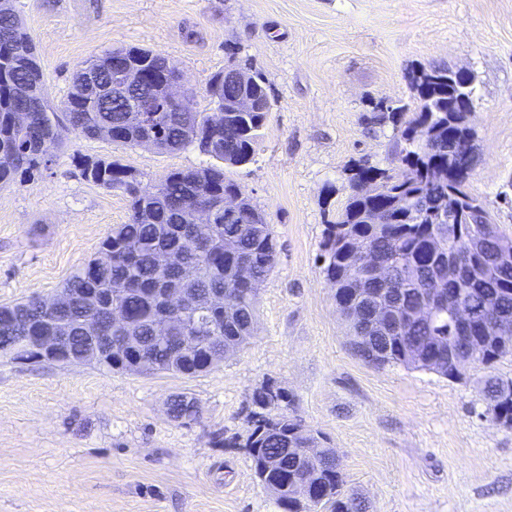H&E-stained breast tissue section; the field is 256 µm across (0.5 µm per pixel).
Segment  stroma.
Instances as JSON below:
<instances>
[{
	"label": "stroma",
	"instance_id": "35a3bbf8",
	"mask_svg": "<svg viewBox=\"0 0 512 512\" xmlns=\"http://www.w3.org/2000/svg\"><path fill=\"white\" fill-rule=\"evenodd\" d=\"M50 103L92 58L139 46L177 61L209 107V79L231 53L250 59L273 110L253 160L229 175L271 224L276 264L258 293L249 344L195 377L20 364L0 356V512H280L243 448L257 388L336 449L347 491L369 512H512V428L487 412L479 381L512 379V357L466 380L356 355L319 260L327 221L363 160L400 175L379 102L414 113L422 67L476 76L466 183L512 237V0H13ZM116 161L153 183L206 166L194 149L121 148L76 133L31 179L0 187V305L57 295L98 257L127 197L85 180L78 158ZM196 420L171 419L173 396ZM198 405L194 398L186 395H176L169 403L170 417L185 423L193 421L198 415Z\"/></svg>",
	"mask_w": 512,
	"mask_h": 512
}]
</instances>
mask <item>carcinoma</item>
<instances>
[{"mask_svg": "<svg viewBox=\"0 0 512 512\" xmlns=\"http://www.w3.org/2000/svg\"><path fill=\"white\" fill-rule=\"evenodd\" d=\"M126 57L146 73L131 97L145 102L156 98L162 77L177 62L159 52L140 47H118L105 52L90 63L88 73L73 76L71 89L64 101L52 106L43 99L38 88L44 85V74L37 63L35 48L20 19L12 9L0 12V186L15 177L31 176L48 167L55 153L64 144L63 132L73 131L87 139L100 137L99 129L109 130L107 138L121 146H136L148 135L158 139V150L176 152L189 147L208 155L215 163L191 170H176L155 183H142L126 166L85 160L83 176L93 183L123 192L129 202L130 220L112 228L101 242L100 249L110 254L109 261L92 260L77 268L65 281L63 288L71 294L67 308L61 311L69 326L65 347L76 356L86 346L82 325L88 318L101 324V334L120 342L119 330L112 322V306L122 310L125 317L139 324L143 346L139 355L149 358L156 373L193 376L210 370L218 360H210L214 344L208 343L187 359L175 354L172 343L181 336H222L224 354L242 349L252 336L258 320L257 296L261 285L273 271L277 243L271 225L252 201L242 204L233 217H219L212 225L210 240L192 253L203 267L201 279L188 284L192 299L203 298L210 292H220L235 298V311L227 318L217 312H197L196 306L173 314L157 331L151 289L156 287L158 268L177 259L186 251L183 200L189 195L205 202L233 192L239 185L227 177L224 167L243 166L253 160L255 147L265 126V112H234L230 97L224 90L221 73L212 76L208 84L210 111H200L190 102V111L150 112L148 126L132 124L122 112L124 103L106 95H92L89 82L100 86L112 83V59ZM424 79L413 80L419 101L418 111L401 121V107H373L372 121L381 124L388 120L398 126L405 142L400 162L406 169L403 180L393 178L387 170L367 163L351 168L350 180L354 191L336 221L326 225L320 258L328 281L338 285L336 305L350 309L358 304L364 288H376L380 297L393 303H410L418 299L420 288L435 277L441 257L433 243H443L465 264L459 281H445L448 300L465 297L476 312L486 296L498 298L500 313L512 317V265L496 263L499 242L508 239L499 225L465 190L457 171L471 169L475 154L459 151L464 133L471 128L463 116L448 111L455 89L448 85V68L432 67L423 71ZM225 110V124L211 123L213 110ZM377 180L382 193L373 197L358 191L365 181ZM453 189L462 195L458 200L461 220L458 224L438 223L431 216L423 219L408 207L389 206L388 223L368 224L367 212L386 202L412 197L429 210L436 201ZM347 238L348 246L365 245L379 258L393 266V280L377 283L364 275L348 274L354 263L351 250L336 246V238ZM133 239L138 244L134 255L126 254L121 244ZM254 264L252 282L246 283L233 274L240 263ZM122 282L125 291L112 299V305L98 304L99 295L112 283ZM49 316L44 299H29L14 305L0 306V351L10 354L15 336L23 323L35 324ZM455 335L448 311L444 310L426 322L401 325L389 333L381 353V365H407L406 353L416 350L425 361L445 366L442 375L453 378L454 361L470 358L473 363L490 367L482 352L491 347L495 360L512 355V339L488 342L483 337L480 322H475L474 336L469 344L449 350L440 348L438 341L451 340ZM268 385L254 393V403L261 409L277 411V429L248 430L247 448H262L279 460L271 479L289 478L297 472L296 458L288 452L286 433L298 429L300 422L288 414V393L282 392L278 401L267 400ZM512 380L489 375L484 382L487 411L505 420L512 427ZM170 417L189 422L196 419L198 405L194 398L176 395L169 403ZM343 480L336 481V496L314 506V512H364V506L342 491Z\"/></svg>", "mask_w": 512, "mask_h": 512, "instance_id": "1", "label": "carcinoma"}]
</instances>
